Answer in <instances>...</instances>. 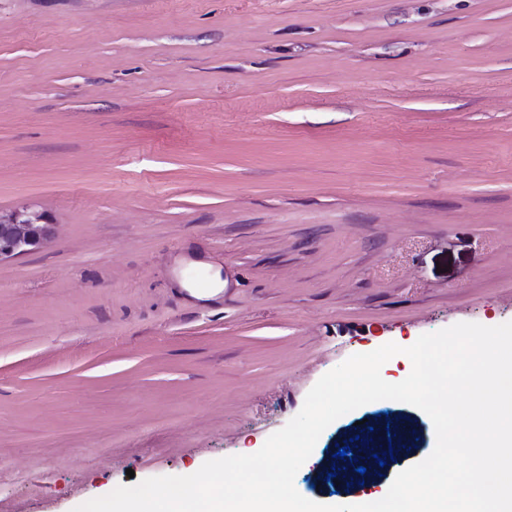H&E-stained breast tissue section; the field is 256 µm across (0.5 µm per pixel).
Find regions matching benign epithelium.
<instances>
[{
  "label": "benign epithelium",
  "mask_w": 512,
  "mask_h": 512,
  "mask_svg": "<svg viewBox=\"0 0 512 512\" xmlns=\"http://www.w3.org/2000/svg\"><path fill=\"white\" fill-rule=\"evenodd\" d=\"M57 232L50 214L28 206L18 207L8 213H0V263L41 248ZM373 437L366 441L359 438L343 440V446L351 452L344 458H334L328 464L320 462L319 478L345 484L359 492L376 488L379 479L386 475L390 467L402 463L415 449V431L402 422L386 419V424L373 428ZM385 461L379 466V461ZM363 466L366 472H356ZM334 477H328V473Z\"/></svg>",
  "instance_id": "obj_1"
}]
</instances>
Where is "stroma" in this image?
<instances>
[{"mask_svg": "<svg viewBox=\"0 0 512 512\" xmlns=\"http://www.w3.org/2000/svg\"><path fill=\"white\" fill-rule=\"evenodd\" d=\"M0 512L257 452L349 356L512 321V0H0ZM224 292L192 298L187 260ZM297 472L321 484L357 421ZM57 232L50 214L28 206L0 213V263L41 248ZM188 263L193 266L189 269L200 270L208 274L205 282L196 285H193L191 280L184 278L185 284L182 283V286L189 288L191 296L197 299H208L216 295L221 290L220 288H224V281L220 280L219 270L215 271L214 277L210 274L209 270L215 268L213 264L206 261H189Z\"/></svg>", "mask_w": 512, "mask_h": 512, "instance_id": "stroma-1", "label": "stroma"}]
</instances>
